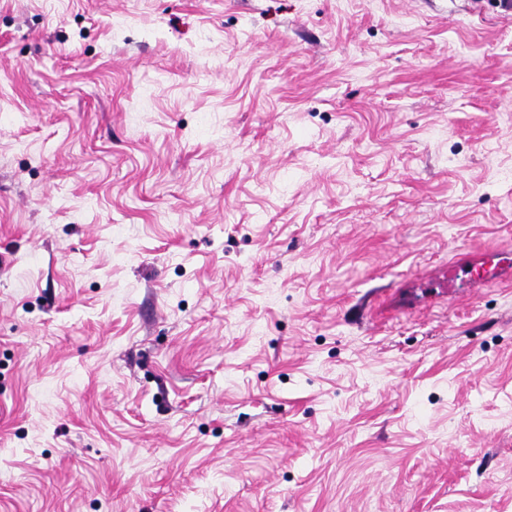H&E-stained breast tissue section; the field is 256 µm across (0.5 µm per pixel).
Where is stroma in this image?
Wrapping results in <instances>:
<instances>
[{
    "label": "stroma",
    "mask_w": 512,
    "mask_h": 512,
    "mask_svg": "<svg viewBox=\"0 0 512 512\" xmlns=\"http://www.w3.org/2000/svg\"><path fill=\"white\" fill-rule=\"evenodd\" d=\"M512 12L0 0V512H512Z\"/></svg>",
    "instance_id": "stroma-1"
}]
</instances>
